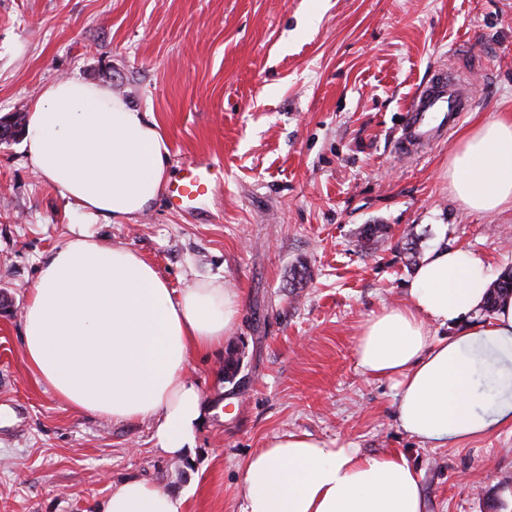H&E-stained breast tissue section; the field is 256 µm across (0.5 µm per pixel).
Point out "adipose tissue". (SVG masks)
I'll return each mask as SVG.
<instances>
[{"label": "adipose tissue", "instance_id": "1", "mask_svg": "<svg viewBox=\"0 0 512 512\" xmlns=\"http://www.w3.org/2000/svg\"><path fill=\"white\" fill-rule=\"evenodd\" d=\"M29 166L72 205V235L43 259L22 317V348L39 381L67 406L116 422L152 419L155 450L178 458L204 420L192 357L222 349L241 315L218 280L170 288L140 253L97 239L98 221H131L169 178L165 133L150 113L104 85L46 82L24 137ZM448 185L474 213L512 208V114L476 123L448 162ZM491 282L467 248L423 254L404 302L383 307L357 337V365L392 383L400 427L443 448L512 424V296L470 318ZM438 327L450 329L436 337ZM490 354L504 392L479 407L474 351ZM243 512H426L416 469L401 454L371 456L288 433L249 455ZM185 501L142 479L113 487L99 512H183Z\"/></svg>", "mask_w": 512, "mask_h": 512}]
</instances>
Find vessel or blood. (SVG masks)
<instances>
[{"mask_svg": "<svg viewBox=\"0 0 512 512\" xmlns=\"http://www.w3.org/2000/svg\"><path fill=\"white\" fill-rule=\"evenodd\" d=\"M471 105L469 85L458 70H434L431 80L415 93L406 111L400 135L402 154L419 155L443 139ZM181 172L168 189L169 204L176 211L202 210L215 188L224 182V165L219 161L190 159L184 162Z\"/></svg>", "mask_w": 512, "mask_h": 512, "instance_id": "b4317fda", "label": "vessel or blood"}]
</instances>
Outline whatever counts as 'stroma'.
I'll use <instances>...</instances> for the list:
<instances>
[{
	"mask_svg": "<svg viewBox=\"0 0 512 512\" xmlns=\"http://www.w3.org/2000/svg\"><path fill=\"white\" fill-rule=\"evenodd\" d=\"M464 72L475 102L417 158L396 141L435 67ZM77 77L152 113L170 175L224 162L204 213L160 199L132 221L95 225L180 289L213 277L239 290V324L187 376L205 418L178 459L151 420L112 422L63 404L22 351L37 267L71 234L68 201L0 143V512H97L141 478L184 512H242V468L274 435L405 455L428 512H512V426L429 448L396 419L390 383L356 365L361 326L407 298L400 238L465 246L491 276L512 267V209L467 211L448 188L463 129L512 113V0H0V117L28 115L43 85ZM365 224L388 239L358 246ZM241 358L224 378L228 350Z\"/></svg>",
	"mask_w": 512,
	"mask_h": 512,
	"instance_id": "35a3bbf8",
	"label": "stroma"
}]
</instances>
